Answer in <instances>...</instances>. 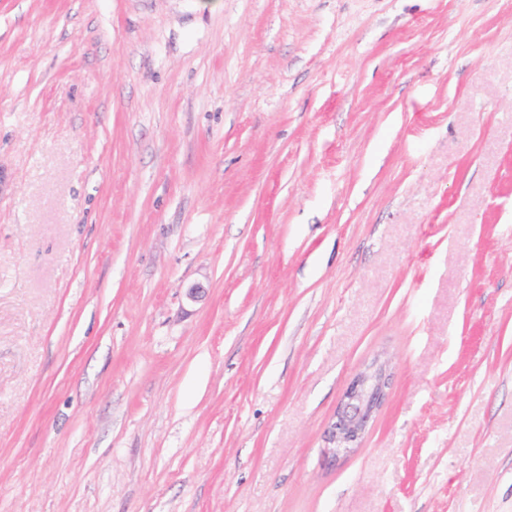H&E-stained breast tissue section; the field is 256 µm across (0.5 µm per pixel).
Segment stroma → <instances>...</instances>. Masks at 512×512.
I'll list each match as a JSON object with an SVG mask.
<instances>
[{
	"label": "stroma",
	"mask_w": 512,
	"mask_h": 512,
	"mask_svg": "<svg viewBox=\"0 0 512 512\" xmlns=\"http://www.w3.org/2000/svg\"><path fill=\"white\" fill-rule=\"evenodd\" d=\"M0 512H512V0H0ZM390 373L385 361L375 360L347 384L330 424L331 461L354 451L387 396Z\"/></svg>",
	"instance_id": "stroma-1"
}]
</instances>
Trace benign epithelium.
<instances>
[{"mask_svg": "<svg viewBox=\"0 0 512 512\" xmlns=\"http://www.w3.org/2000/svg\"><path fill=\"white\" fill-rule=\"evenodd\" d=\"M390 373L385 361H374L347 384L330 424L331 461L354 451L387 396Z\"/></svg>", "mask_w": 512, "mask_h": 512, "instance_id": "1", "label": "benign epithelium"}]
</instances>
